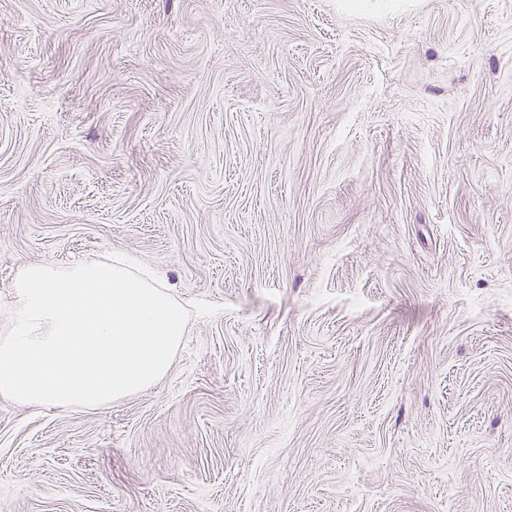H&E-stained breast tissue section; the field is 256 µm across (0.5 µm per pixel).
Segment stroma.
<instances>
[{
    "label": "stroma",
    "mask_w": 512,
    "mask_h": 512,
    "mask_svg": "<svg viewBox=\"0 0 512 512\" xmlns=\"http://www.w3.org/2000/svg\"><path fill=\"white\" fill-rule=\"evenodd\" d=\"M114 253L221 309L0 512H512V0H0V298Z\"/></svg>",
    "instance_id": "1"
}]
</instances>
